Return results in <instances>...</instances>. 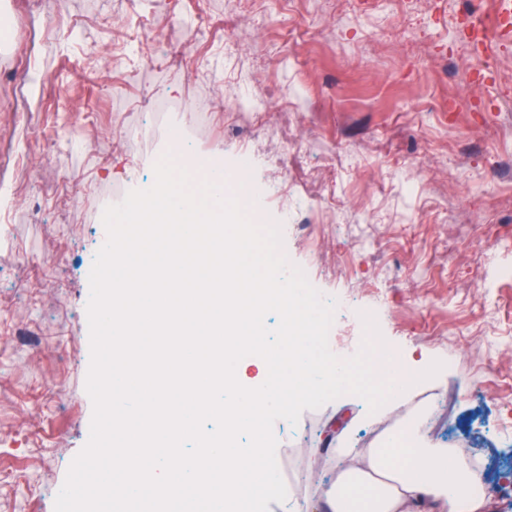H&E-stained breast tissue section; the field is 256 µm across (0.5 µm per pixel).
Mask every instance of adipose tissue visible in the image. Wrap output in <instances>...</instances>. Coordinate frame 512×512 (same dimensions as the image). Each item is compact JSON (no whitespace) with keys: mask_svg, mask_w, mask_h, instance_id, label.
Wrapping results in <instances>:
<instances>
[{"mask_svg":"<svg viewBox=\"0 0 512 512\" xmlns=\"http://www.w3.org/2000/svg\"><path fill=\"white\" fill-rule=\"evenodd\" d=\"M470 512L489 500L472 471L450 461L447 449L427 448L414 428L388 426L366 469L339 480L325 495L328 512H446L462 492Z\"/></svg>","mask_w":512,"mask_h":512,"instance_id":"1","label":"adipose tissue"}]
</instances>
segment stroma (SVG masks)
<instances>
[{
  "label": "stroma",
  "instance_id": "obj_1",
  "mask_svg": "<svg viewBox=\"0 0 512 512\" xmlns=\"http://www.w3.org/2000/svg\"><path fill=\"white\" fill-rule=\"evenodd\" d=\"M23 2L0 0V512H54L89 438L102 215L113 186L151 188L183 119L132 152L123 129L200 94L215 121L187 154L241 173L282 226L288 261L337 304L330 350L359 349L370 314L415 379L373 414L345 395L274 425L277 460L296 441L307 477L269 512H318L337 470L426 390L443 397L427 446L468 435L492 512H512V34L477 48L467 0H44L55 36L33 47ZM172 9L182 26L166 27ZM131 11L162 36L116 49ZM236 96L266 112L242 146L224 137Z\"/></svg>",
  "mask_w": 512,
  "mask_h": 512
}]
</instances>
